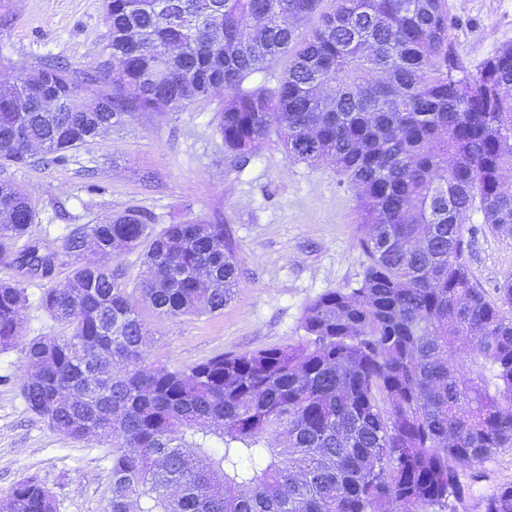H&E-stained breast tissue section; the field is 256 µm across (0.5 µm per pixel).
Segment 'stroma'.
<instances>
[{"label": "stroma", "instance_id": "1", "mask_svg": "<svg viewBox=\"0 0 512 512\" xmlns=\"http://www.w3.org/2000/svg\"><path fill=\"white\" fill-rule=\"evenodd\" d=\"M460 20L459 52L478 65L512 43V0H448ZM109 39L102 0H0V75L52 61L82 71L105 59ZM223 94L181 112H137L69 160L50 167H0V179L23 186L36 205L33 237L57 245L70 226L135 207L155 227L204 219L226 226L241 268L233 300L214 314L168 318L143 308L144 349L161 365L185 368L216 354L293 344L305 306L358 281L356 196L334 166L288 159L277 140L241 163L216 130ZM465 258L476 287L494 294L512 275V235L493 232L479 215L463 222ZM25 288L24 340L62 327L39 305L49 280L0 265V282ZM20 347L0 351V512L13 485L32 477L49 488L57 512H105L109 445L64 437L31 412L21 394ZM456 512H484V500L512 484V447L482 464Z\"/></svg>", "mask_w": 512, "mask_h": 512}]
</instances>
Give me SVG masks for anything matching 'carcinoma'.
Here are the masks:
<instances>
[{"label": "carcinoma", "mask_w": 512, "mask_h": 512, "mask_svg": "<svg viewBox=\"0 0 512 512\" xmlns=\"http://www.w3.org/2000/svg\"><path fill=\"white\" fill-rule=\"evenodd\" d=\"M323 2L103 0L101 67L78 81L46 64L0 88V165L62 162L129 115L222 91L217 128L237 160L274 136L290 160H327L356 191L357 287L311 301L295 344L186 371L148 360L128 288L83 258L140 248L145 305L219 313L239 280L224 225L157 232L132 208L63 238L80 263L40 295L63 332L22 348L21 395L57 432L111 442L107 512L442 509L512 447V276L495 300L473 284L462 225L477 214L512 233V45L472 69L448 0ZM285 55L275 84L244 87ZM27 88L55 109L24 105ZM35 218L24 189L0 180V263L51 280ZM25 303V289L0 282V351L20 339ZM460 336L473 344L461 369ZM9 498L12 512L57 509L35 479ZM485 512H512V485Z\"/></svg>", "instance_id": "1"}]
</instances>
